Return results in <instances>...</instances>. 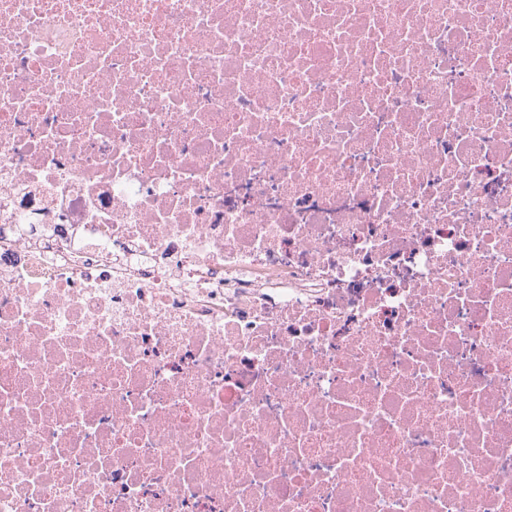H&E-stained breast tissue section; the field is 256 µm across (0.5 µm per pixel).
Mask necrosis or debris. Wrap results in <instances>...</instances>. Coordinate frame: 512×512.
Returning <instances> with one entry per match:
<instances>
[{"mask_svg":"<svg viewBox=\"0 0 512 512\" xmlns=\"http://www.w3.org/2000/svg\"><path fill=\"white\" fill-rule=\"evenodd\" d=\"M0 512H512V0H0Z\"/></svg>","mask_w":512,"mask_h":512,"instance_id":"necrosis-or-debris-1","label":"necrosis or debris"}]
</instances>
